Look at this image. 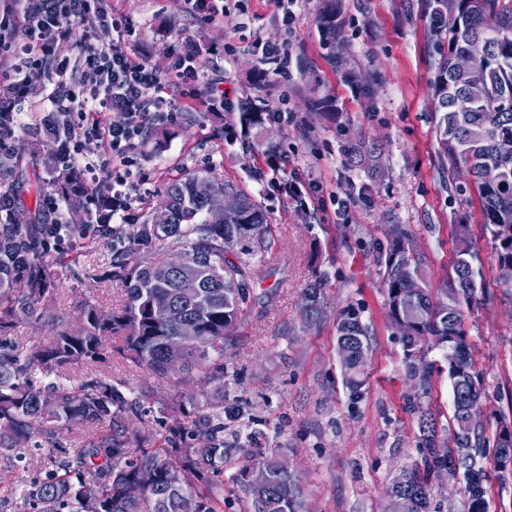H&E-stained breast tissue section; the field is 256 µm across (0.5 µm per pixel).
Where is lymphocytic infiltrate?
Returning <instances> with one entry per match:
<instances>
[{
	"label": "lymphocytic infiltrate",
	"mask_w": 512,
	"mask_h": 512,
	"mask_svg": "<svg viewBox=\"0 0 512 512\" xmlns=\"http://www.w3.org/2000/svg\"><path fill=\"white\" fill-rule=\"evenodd\" d=\"M76 22L106 26L118 33L129 28L126 19L103 11L100 0H25L22 11L16 14V25L26 38L14 46L8 62L0 61V87L10 89L19 100L31 74L48 68L66 73L73 49L72 25ZM81 55L83 65L77 86L59 82L49 96L50 109L31 105L32 121L26 126L32 133H48L50 146L63 171L80 163L83 147L74 131L57 129V116L78 115L98 140L118 150L142 137L156 117L173 119V112L162 109L163 98L155 94L163 76H173L192 98L197 95L198 85H205V102L210 108L218 109L229 102L221 80H205L193 50L183 44L174 46V60L166 65L114 51L109 45L89 42L83 44ZM111 105L125 111V124L106 126L101 123V111ZM133 187L127 172L113 176L111 184L105 187L94 180L85 191V200L93 206L95 215L115 224H125L129 221Z\"/></svg>",
	"instance_id": "f902f5d3"
}]
</instances>
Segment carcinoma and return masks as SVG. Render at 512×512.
<instances>
[{
	"label": "carcinoma",
	"instance_id": "cac0c4a2",
	"mask_svg": "<svg viewBox=\"0 0 512 512\" xmlns=\"http://www.w3.org/2000/svg\"><path fill=\"white\" fill-rule=\"evenodd\" d=\"M428 38L433 52V111L439 114L436 141L440 154L454 168L470 164L482 212V230L489 237L496 264L512 263V160L502 162L496 150L500 136L512 137V4L504 0H423ZM456 9L461 28L447 26L448 8ZM336 0H323L318 24L328 41H336ZM490 37L492 51L478 70L480 79L457 74L454 56L468 35ZM348 158L375 161L374 149L359 139L347 147ZM503 164L506 178L498 184L483 182L487 165ZM0 174L14 196L9 216L0 219V333L22 320L39 322L52 313V335L43 345L15 343L0 348V448L10 450L19 438L49 436L65 425L100 424L106 435L83 436L77 447L58 449L47 456L51 470L46 480L26 493L33 512H179L182 496L191 495L199 512H222L216 477L224 471V340L232 335L245 311L256 301L254 286L267 277L261 269L272 256L274 239L262 205L240 187L207 176H191L170 183L161 203L170 208L168 224H127L105 236L119 238L112 248L108 269L94 278H114L122 283L125 302L105 311L86 300L79 306L81 326L75 330L68 314L57 310L60 262L46 242L41 209L15 222L22 193L29 181L23 159L0 158ZM55 185L68 198L78 235L83 226L81 170L59 175ZM234 193L241 207L224 215V223L206 219L212 196ZM456 260L438 285H432L421 254L413 253L412 234L403 224L389 230L387 248L377 257L382 267V288L387 318H403L415 329V340L402 341L405 379L418 383L405 397V410L417 420L419 458L403 470L402 491L413 498L412 512H431L435 472L448 457L434 452L449 440L438 437L435 414L428 397L432 385L429 353L438 349L452 367L448 373L453 399V419L468 407L484 405L483 374L467 342V319L486 293L484 266L472 245L471 227L455 225ZM201 284L200 296L180 293L184 278ZM321 288L304 292L305 315L320 312ZM167 303L168 318L156 320L152 305ZM192 321L200 338L180 345L183 323ZM337 342L353 340L368 350V326L361 311L347 306L336 317ZM158 377L183 375L196 387L195 405L203 409L195 420L168 430L167 447L134 454L127 448L124 419L138 413L139 397L122 381L97 376L77 386L64 382L62 373L72 366L98 367L112 352ZM342 379L350 394L361 392L367 373L362 361L342 356ZM204 383L208 388L201 389ZM464 447L469 458L459 461L463 477L465 512H488L490 475L480 465L487 454L484 425L475 428ZM251 464L238 476L248 500L247 512H301L300 491L277 468V453L250 450ZM256 467L264 469L266 487L252 484ZM147 480L143 496L130 499L126 485ZM97 489L95 500L83 493Z\"/></svg>",
	"mask_w": 512,
	"mask_h": 512
}]
</instances>
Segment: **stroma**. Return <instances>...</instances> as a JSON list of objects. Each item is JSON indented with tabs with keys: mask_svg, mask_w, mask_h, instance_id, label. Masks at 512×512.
I'll use <instances>...</instances> for the list:
<instances>
[{
	"mask_svg": "<svg viewBox=\"0 0 512 512\" xmlns=\"http://www.w3.org/2000/svg\"><path fill=\"white\" fill-rule=\"evenodd\" d=\"M339 5L332 49L316 23L319 0H298L290 27L282 23L278 0H224L220 21L191 16L187 0H102L104 11L128 19L132 35L73 26V45L89 38L156 63L183 40L206 73L223 76L234 101L211 111L167 86L161 95L178 110L177 120L156 122L134 151L121 155L109 144L83 142L101 180L129 168L145 174V183L132 191V223L149 217L168 183L191 175L237 184L269 217L276 250L263 285L273 295L253 303L224 344V512H244L235 476L252 448L287 456L308 512H385L387 487L416 459L417 424L404 409L402 345L386 316L376 266L390 225L410 230L434 283L455 259V225H471L490 289L468 320V341L489 391L487 439L496 435L495 411L512 410V287L498 279L475 193L456 191L437 153L423 0ZM258 39L293 42L291 82L276 86L259 79ZM364 77L374 97L361 90ZM246 100L265 112L290 113L292 121H269L242 136L236 118ZM334 111L340 120L331 119ZM362 136L379 144L376 170L347 159V144ZM271 139L280 145L287 174L310 186V223L297 220L290 197L273 185L264 157ZM34 143L15 128L11 151L34 164L37 174L26 196L30 206L41 200L46 179L59 173L38 164L50 150L32 153ZM63 253L60 310L76 313L87 299L107 311L120 307L119 282L86 275L89 266L108 264L110 244L92 252L87 240H72ZM316 282L322 313L307 325L300 316L302 293ZM348 305L361 310L371 333L367 383L357 397L343 386L336 344V315ZM97 372L124 381L140 398L126 433L129 447H163L175 422L169 408L188 387L147 376L116 354ZM40 460L28 446L19 454L0 453V512H32L21 491L46 478Z\"/></svg>",
	"mask_w": 512,
	"mask_h": 512,
	"instance_id": "1",
	"label": "stroma"
}]
</instances>
